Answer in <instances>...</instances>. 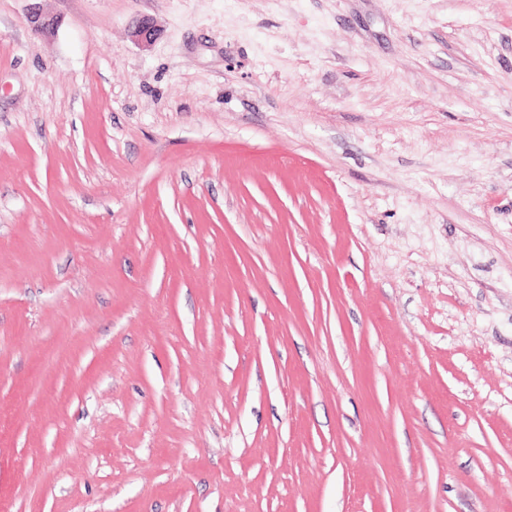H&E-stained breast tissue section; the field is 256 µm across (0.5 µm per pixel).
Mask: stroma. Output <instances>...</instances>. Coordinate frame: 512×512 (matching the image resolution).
Segmentation results:
<instances>
[{
    "label": "stroma",
    "instance_id": "35a3bbf8",
    "mask_svg": "<svg viewBox=\"0 0 512 512\" xmlns=\"http://www.w3.org/2000/svg\"><path fill=\"white\" fill-rule=\"evenodd\" d=\"M0 512H512V0H0Z\"/></svg>",
    "mask_w": 512,
    "mask_h": 512
}]
</instances>
